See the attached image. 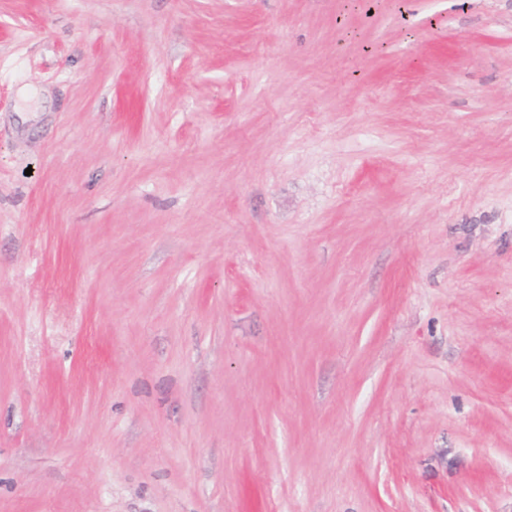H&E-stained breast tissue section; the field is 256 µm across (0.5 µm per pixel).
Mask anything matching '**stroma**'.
Instances as JSON below:
<instances>
[{"mask_svg": "<svg viewBox=\"0 0 512 512\" xmlns=\"http://www.w3.org/2000/svg\"><path fill=\"white\" fill-rule=\"evenodd\" d=\"M0 512H512V0H0Z\"/></svg>", "mask_w": 512, "mask_h": 512, "instance_id": "obj_1", "label": "stroma"}]
</instances>
